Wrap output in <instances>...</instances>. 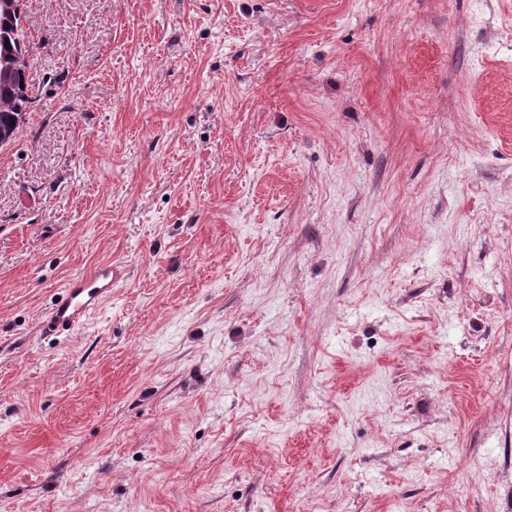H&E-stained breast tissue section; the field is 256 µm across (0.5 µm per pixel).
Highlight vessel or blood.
<instances>
[{"label": "vessel or blood", "instance_id": "b4317fda", "mask_svg": "<svg viewBox=\"0 0 512 512\" xmlns=\"http://www.w3.org/2000/svg\"><path fill=\"white\" fill-rule=\"evenodd\" d=\"M124 277L121 265L105 263L91 276L69 281L57 295L43 324L44 333L61 335L75 331L111 297Z\"/></svg>", "mask_w": 512, "mask_h": 512}]
</instances>
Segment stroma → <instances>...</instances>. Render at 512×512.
I'll list each match as a JSON object with an SVG mask.
<instances>
[{"label":"stroma","instance_id":"obj_1","mask_svg":"<svg viewBox=\"0 0 512 512\" xmlns=\"http://www.w3.org/2000/svg\"><path fill=\"white\" fill-rule=\"evenodd\" d=\"M22 8L0 512H512V0ZM125 271L117 263L100 265L89 277L69 281L57 295L44 321L50 335L71 333L84 324L112 296Z\"/></svg>","mask_w":512,"mask_h":512}]
</instances>
